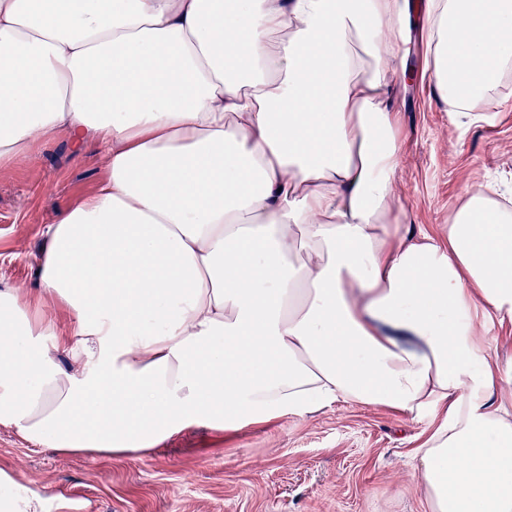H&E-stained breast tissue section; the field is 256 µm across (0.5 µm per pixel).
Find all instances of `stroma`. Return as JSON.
I'll use <instances>...</instances> for the list:
<instances>
[{
	"instance_id": "35a3bbf8",
	"label": "stroma",
	"mask_w": 512,
	"mask_h": 512,
	"mask_svg": "<svg viewBox=\"0 0 512 512\" xmlns=\"http://www.w3.org/2000/svg\"><path fill=\"white\" fill-rule=\"evenodd\" d=\"M404 133L396 196L413 230L437 231L467 187L512 192V70L492 89L493 111L450 112L431 84L399 81ZM105 171L74 156L66 136L0 167V289L32 288L44 230L88 195ZM445 411L418 416L340 402L234 431L194 425L140 457L89 460L37 448L0 425V473L11 494L62 512L69 489L88 512H429L415 479L417 450Z\"/></svg>"
}]
</instances>
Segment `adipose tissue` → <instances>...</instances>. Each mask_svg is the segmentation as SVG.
<instances>
[{"label":"adipose tissue","instance_id":"1","mask_svg":"<svg viewBox=\"0 0 512 512\" xmlns=\"http://www.w3.org/2000/svg\"><path fill=\"white\" fill-rule=\"evenodd\" d=\"M417 17L422 77L472 111L512 65V0H0V164L63 131L106 170L46 229L38 290L70 329L0 291V425L109 458L442 406L431 512H512V361L475 325L512 321V210L480 185L438 235L408 225L393 87Z\"/></svg>","mask_w":512,"mask_h":512}]
</instances>
